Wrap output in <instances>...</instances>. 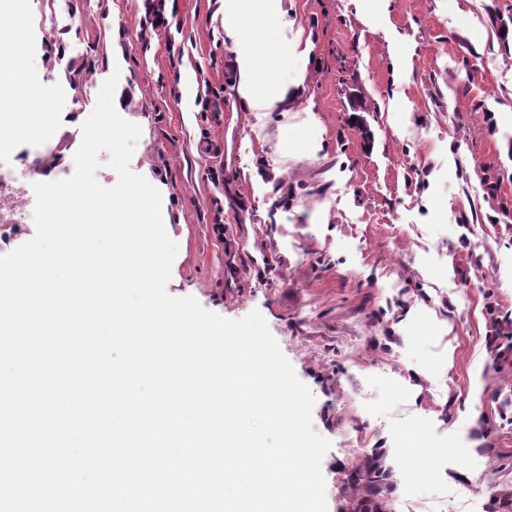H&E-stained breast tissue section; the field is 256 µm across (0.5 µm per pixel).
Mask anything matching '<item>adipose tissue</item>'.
I'll list each match as a JSON object with an SVG mask.
<instances>
[{
	"mask_svg": "<svg viewBox=\"0 0 512 512\" xmlns=\"http://www.w3.org/2000/svg\"><path fill=\"white\" fill-rule=\"evenodd\" d=\"M282 12L281 0H224V26L233 37L253 35L251 51L239 59V92L253 108H270L284 100L288 89L279 85L274 63H285L288 49L256 37L268 20Z\"/></svg>",
	"mask_w": 512,
	"mask_h": 512,
	"instance_id": "obj_1",
	"label": "adipose tissue"
}]
</instances>
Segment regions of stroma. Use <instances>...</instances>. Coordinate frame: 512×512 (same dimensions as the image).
<instances>
[{"label":"stroma","mask_w":512,"mask_h":512,"mask_svg":"<svg viewBox=\"0 0 512 512\" xmlns=\"http://www.w3.org/2000/svg\"><path fill=\"white\" fill-rule=\"evenodd\" d=\"M254 111L222 0H21L0 94L62 166L111 75L178 244L167 291L259 311L312 392L327 512L378 448L397 512H512V0H282ZM357 42L361 55L348 53ZM71 84L76 106L55 94ZM435 449L404 469L403 438ZM274 58L278 65L285 63L288 47L272 46L261 38H255L251 51L239 58V93L254 109L271 108L287 95L288 86L276 81Z\"/></svg>","instance_id":"obj_1"}]
</instances>
